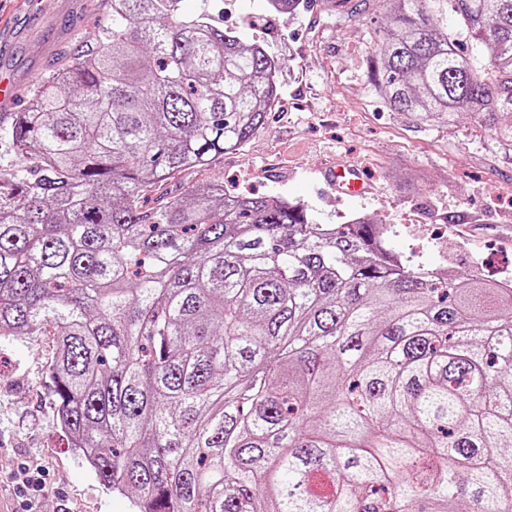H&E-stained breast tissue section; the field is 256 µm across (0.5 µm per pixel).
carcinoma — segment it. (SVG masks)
Returning a JSON list of instances; mask_svg holds the SVG:
<instances>
[{
    "label": "carcinoma",
    "mask_w": 512,
    "mask_h": 512,
    "mask_svg": "<svg viewBox=\"0 0 512 512\" xmlns=\"http://www.w3.org/2000/svg\"><path fill=\"white\" fill-rule=\"evenodd\" d=\"M183 3L110 0L0 116V337H54L69 446L135 512H512V288L217 182L142 205L278 96L262 44ZM372 63L389 111L512 152V0H391Z\"/></svg>",
    "instance_id": "1"
}]
</instances>
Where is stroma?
Returning <instances> with one entry per match:
<instances>
[{
    "mask_svg": "<svg viewBox=\"0 0 512 512\" xmlns=\"http://www.w3.org/2000/svg\"><path fill=\"white\" fill-rule=\"evenodd\" d=\"M228 29L253 31L281 63L268 122L238 150L202 170L175 175L152 197H182L202 181L307 205L322 224L354 215L380 219L387 242L412 264L479 267L491 281L512 259V159L469 118L453 127L422 124L382 106L368 80L372 46L388 0H310L294 18L267 0H223ZM111 22L107 0H0V80L18 91L49 74ZM356 165L366 199L337 197L327 168ZM51 337L0 338V493L15 497L17 472L30 468L40 512H133L131 499L104 488L55 425L46 381Z\"/></svg>",
    "mask_w": 512,
    "mask_h": 512,
    "instance_id": "obj_1",
    "label": "stroma"
}]
</instances>
